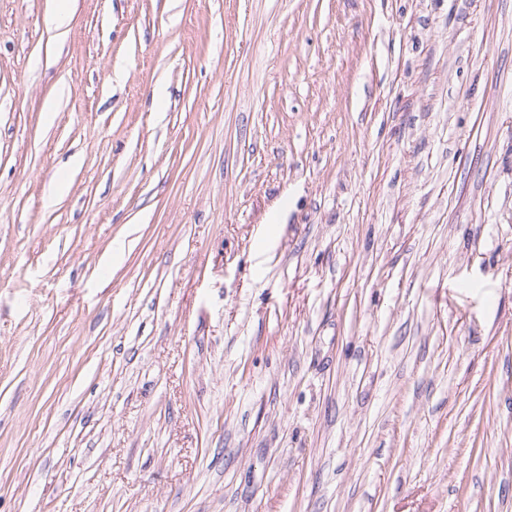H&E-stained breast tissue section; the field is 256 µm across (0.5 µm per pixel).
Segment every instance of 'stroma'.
Wrapping results in <instances>:
<instances>
[{
	"mask_svg": "<svg viewBox=\"0 0 512 512\" xmlns=\"http://www.w3.org/2000/svg\"><path fill=\"white\" fill-rule=\"evenodd\" d=\"M54 6L0 0V512H512V0Z\"/></svg>",
	"mask_w": 512,
	"mask_h": 512,
	"instance_id": "35a3bbf8",
	"label": "stroma"
}]
</instances>
